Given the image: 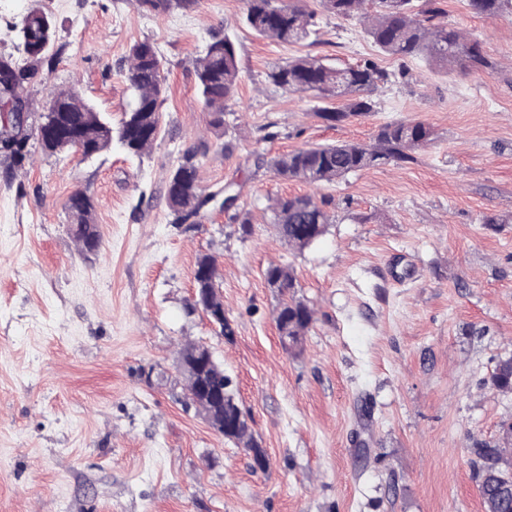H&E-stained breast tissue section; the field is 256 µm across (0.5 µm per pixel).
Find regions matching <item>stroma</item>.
<instances>
[{
	"label": "stroma",
	"mask_w": 512,
	"mask_h": 512,
	"mask_svg": "<svg viewBox=\"0 0 512 512\" xmlns=\"http://www.w3.org/2000/svg\"><path fill=\"white\" fill-rule=\"evenodd\" d=\"M442 4L444 22L480 41L498 71L445 75L380 54L319 0H307L312 43L256 36L244 0L165 15L130 0H0V53L15 52L34 9L65 47L30 87L34 110L72 86L120 121L124 61L146 39L164 55L167 86L142 156L115 144L87 160L35 144L15 182H0V512H483L474 450L503 447L512 421V393L493 383L512 359V14ZM219 31L240 55L230 155L195 90V59ZM307 54L370 59L407 78L380 93L376 112L332 126L316 115L321 99L265 80ZM416 120L434 135L403 165L318 186L254 166L257 153L369 144L380 125ZM271 121L278 135L267 139ZM201 140L199 185H241L248 238L220 211L196 228L172 221L169 176ZM78 189L94 201V253L70 233ZM286 195L332 201L331 224L301 250L267 208ZM204 255L218 262L229 339L187 311ZM271 264L292 269L294 297L313 312L290 351L263 275ZM191 343L223 364L266 470L188 406L177 360Z\"/></svg>",
	"instance_id": "1"
}]
</instances>
